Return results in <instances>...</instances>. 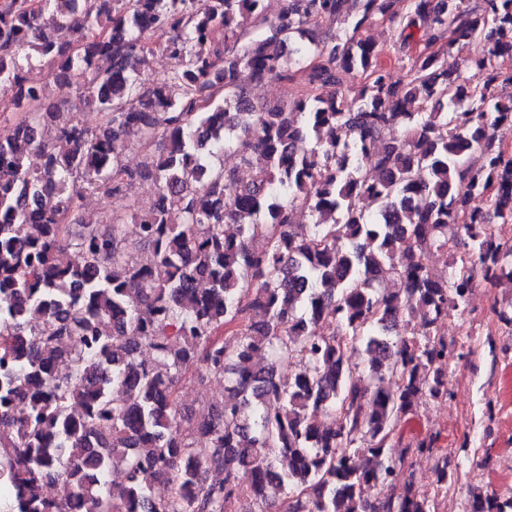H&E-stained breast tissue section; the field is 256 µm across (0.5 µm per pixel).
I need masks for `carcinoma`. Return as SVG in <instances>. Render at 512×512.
Instances as JSON below:
<instances>
[{"mask_svg": "<svg viewBox=\"0 0 512 512\" xmlns=\"http://www.w3.org/2000/svg\"><path fill=\"white\" fill-rule=\"evenodd\" d=\"M264 2L0 0V104L21 113L0 130V512H231L243 496L260 512H438L448 453L422 493L389 448L419 399L448 398L441 367L463 357L448 310L512 279L498 231L512 224V152L497 135L512 102L493 92L512 0H285L275 19ZM379 17L399 51L424 43L402 81L361 36ZM327 21L347 27L315 40ZM62 28L70 41L54 40ZM147 50L180 67L142 85ZM34 55L75 100L45 106L24 76ZM314 58V92L259 110L244 95ZM342 74L364 76L350 99ZM130 140L167 147L130 169ZM226 149L249 179L216 163ZM137 179L155 190L129 204L134 229L122 212L80 217L85 192ZM431 251L450 253L448 276L426 267ZM381 270L402 287L374 281ZM196 369L224 380L200 418L177 388ZM56 481L70 494L49 497ZM467 512H512V496L475 495Z\"/></svg>", "mask_w": 512, "mask_h": 512, "instance_id": "1", "label": "carcinoma"}]
</instances>
